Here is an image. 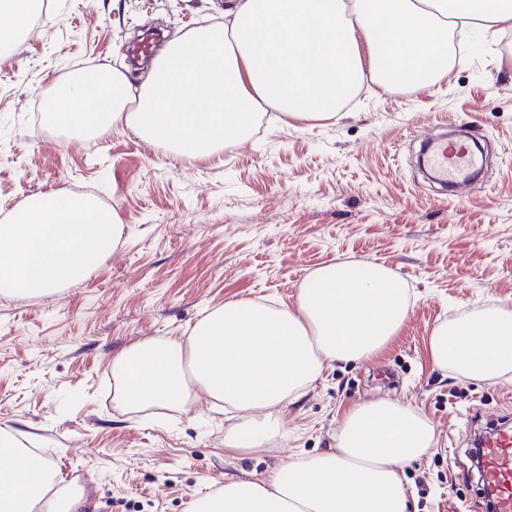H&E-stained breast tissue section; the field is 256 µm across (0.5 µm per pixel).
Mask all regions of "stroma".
<instances>
[{
	"instance_id": "stroma-1",
	"label": "stroma",
	"mask_w": 512,
	"mask_h": 512,
	"mask_svg": "<svg viewBox=\"0 0 512 512\" xmlns=\"http://www.w3.org/2000/svg\"><path fill=\"white\" fill-rule=\"evenodd\" d=\"M226 0H48L52 24L25 21L0 51V213L38 192H87L114 208L121 239L90 276L42 296L0 295V430L45 453L55 485L82 489L80 512H189L226 477L269 474L285 458L335 447L347 409L389 398L432 423L433 452L405 471L410 512H481L469 446L512 402L433 366L434 330L512 305V29L461 38L433 84L367 81L339 117L262 112L224 151L174 156L122 125L62 131L42 106L74 67L138 81L125 49L224 22ZM464 129L491 144L486 178L465 196L437 189L417 161V130ZM340 261L374 262L408 286L412 307L375 356L325 363L280 408L287 434L263 451L224 437L239 412L200 400L132 407L112 363L148 339L187 341L234 299L295 308L304 279Z\"/></svg>"
}]
</instances>
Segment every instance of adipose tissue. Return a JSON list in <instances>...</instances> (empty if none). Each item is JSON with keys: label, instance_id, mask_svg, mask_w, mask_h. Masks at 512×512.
Masks as SVG:
<instances>
[{"label": "adipose tissue", "instance_id": "1", "mask_svg": "<svg viewBox=\"0 0 512 512\" xmlns=\"http://www.w3.org/2000/svg\"><path fill=\"white\" fill-rule=\"evenodd\" d=\"M224 26L173 37L146 77L111 69L58 95V127L98 135L126 124L188 157L233 145L257 113L332 118L364 76L386 89L436 79L448 37L462 27L493 35L512 27V0H229ZM411 309L408 288L372 262L317 269L295 309L228 300L187 342L150 340L126 349L112 373L134 405L200 398L243 412L226 447L261 448L283 438L281 405L325 362L374 356ZM437 368L489 384L512 377V307L492 304L438 327ZM436 443L410 406L382 399L349 409L335 448L288 457L267 476L225 479L194 512H409L406 468ZM49 467L0 433V512H33Z\"/></svg>", "mask_w": 512, "mask_h": 512}]
</instances>
